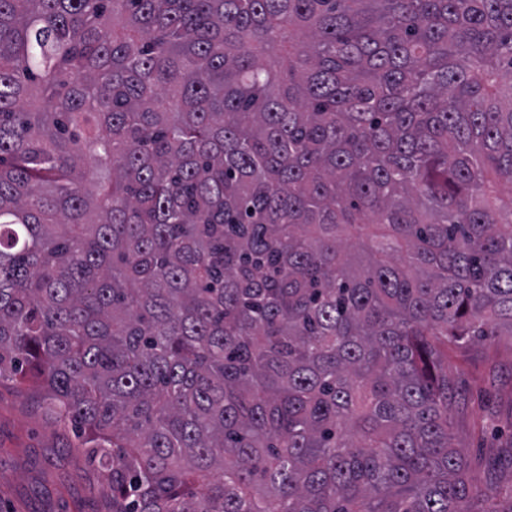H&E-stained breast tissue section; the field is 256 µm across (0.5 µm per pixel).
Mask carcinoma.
Masks as SVG:
<instances>
[{"mask_svg": "<svg viewBox=\"0 0 512 512\" xmlns=\"http://www.w3.org/2000/svg\"><path fill=\"white\" fill-rule=\"evenodd\" d=\"M500 182L512 0H0V381L112 512H500ZM451 425L479 492L499 486L509 510L512 468V337L448 349Z\"/></svg>", "mask_w": 512, "mask_h": 512, "instance_id": "obj_1", "label": "carcinoma"}]
</instances>
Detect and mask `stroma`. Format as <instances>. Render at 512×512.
I'll return each instance as SVG.
<instances>
[{
  "instance_id": "obj_1",
  "label": "stroma",
  "mask_w": 512,
  "mask_h": 512,
  "mask_svg": "<svg viewBox=\"0 0 512 512\" xmlns=\"http://www.w3.org/2000/svg\"><path fill=\"white\" fill-rule=\"evenodd\" d=\"M451 425L480 492L512 512V337L448 350ZM73 426L51 422L19 385L0 382V512H110L105 471L74 452Z\"/></svg>"
}]
</instances>
